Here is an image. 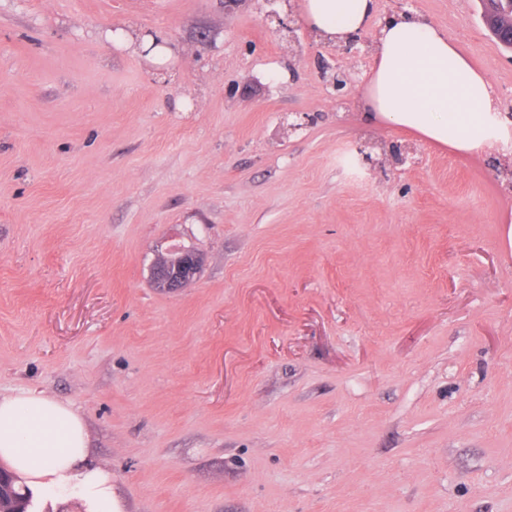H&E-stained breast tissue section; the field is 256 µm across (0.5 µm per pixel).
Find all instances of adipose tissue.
<instances>
[{
    "instance_id": "ef3b65f1",
    "label": "adipose tissue",
    "mask_w": 512,
    "mask_h": 512,
    "mask_svg": "<svg viewBox=\"0 0 512 512\" xmlns=\"http://www.w3.org/2000/svg\"><path fill=\"white\" fill-rule=\"evenodd\" d=\"M376 0H302L301 22L331 40L362 33ZM495 90L447 33L399 14L379 25L370 78L360 96L367 117L416 132L461 155L512 140L494 108ZM89 435L70 405L37 391L0 395V465L19 484L75 492L85 512H122L111 473L87 463Z\"/></svg>"
}]
</instances>
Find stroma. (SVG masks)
<instances>
[{
	"mask_svg": "<svg viewBox=\"0 0 512 512\" xmlns=\"http://www.w3.org/2000/svg\"><path fill=\"white\" fill-rule=\"evenodd\" d=\"M296 3L0 0V394L70 402L124 512H512V156L358 105L387 16L505 114L512 51L479 0L351 53ZM169 254L163 264L152 266L151 281L154 288L176 292L197 277L203 258L189 249H175Z\"/></svg>",
	"mask_w": 512,
	"mask_h": 512,
	"instance_id": "35a3bbf8",
	"label": "stroma"
}]
</instances>
